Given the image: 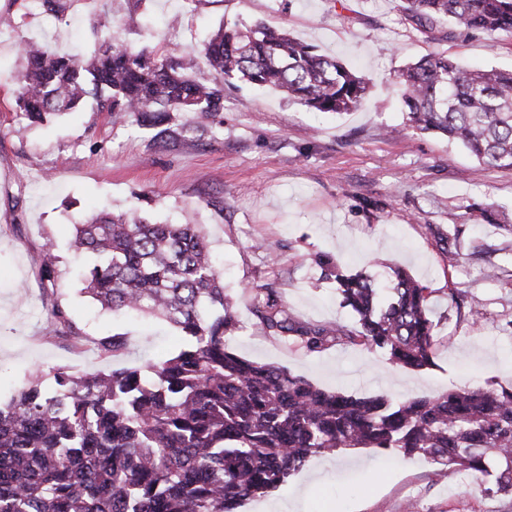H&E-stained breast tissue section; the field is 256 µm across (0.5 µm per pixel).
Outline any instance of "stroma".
Instances as JSON below:
<instances>
[{
	"label": "stroma",
	"mask_w": 512,
	"mask_h": 512,
	"mask_svg": "<svg viewBox=\"0 0 512 512\" xmlns=\"http://www.w3.org/2000/svg\"><path fill=\"white\" fill-rule=\"evenodd\" d=\"M1 13L15 20L0 28L1 402L36 371L101 366L91 343L76 352L45 337L38 259L47 249L61 257L60 298L81 335L125 334L112 366L159 362L181 346L174 327L112 317L82 293L67 245L75 223L104 208L201 224L236 297L241 328L228 345L242 357L356 396L512 388V170L409 128L394 86L406 64L432 51L511 68L512 33L452 31L433 41L404 20L397 0H72L59 18L35 0H0ZM106 22L130 50L195 54L202 80L213 77L204 45L223 23L284 29L365 74L368 92L337 115L240 83L224 90L220 135L192 131L173 150L148 147L145 130L99 111L92 97L60 119L27 125L15 106L20 41L90 52ZM264 240L276 243L275 254L259 249ZM323 255L340 272L376 273L387 289L400 267L432 290L433 366L402 368L365 346L310 353L257 329L243 290L263 284L294 320L353 325ZM432 471L419 456L385 465L352 449L314 457L264 501L279 512H512V496L492 492V479Z\"/></svg>",
	"instance_id": "stroma-1"
}]
</instances>
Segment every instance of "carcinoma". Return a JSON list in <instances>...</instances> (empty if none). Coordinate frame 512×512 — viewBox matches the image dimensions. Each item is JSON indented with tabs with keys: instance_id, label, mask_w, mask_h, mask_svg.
Here are the masks:
<instances>
[{
	"instance_id": "1",
	"label": "carcinoma",
	"mask_w": 512,
	"mask_h": 512,
	"mask_svg": "<svg viewBox=\"0 0 512 512\" xmlns=\"http://www.w3.org/2000/svg\"><path fill=\"white\" fill-rule=\"evenodd\" d=\"M404 19L432 34L512 32V0H399ZM17 104L29 124L64 114L97 91L102 108L152 132L151 145L182 143L187 127L206 131L224 110V86L271 87L315 112L356 109L368 79L335 57L266 26L222 25L205 46L216 73L195 78L186 55L115 45L106 28L82 59L35 41L21 47ZM408 127L461 144L478 161L512 169V69L471 70L433 52L396 80ZM71 249L85 257L82 292L113 314L137 312L173 325L187 343L159 363L93 371L37 373L0 402V512H237L284 485L313 457L374 448L423 456L436 475L494 477L512 494V388H464L391 401L317 387L229 349L234 299L198 224H162L103 211L75 225ZM59 256L43 253L48 334L81 346L58 296ZM389 301L367 271L336 272L355 326L293 321L272 288H250L257 327L310 352L378 347L398 365L433 364L432 290L394 270ZM122 333L98 338L107 363Z\"/></svg>"
}]
</instances>
